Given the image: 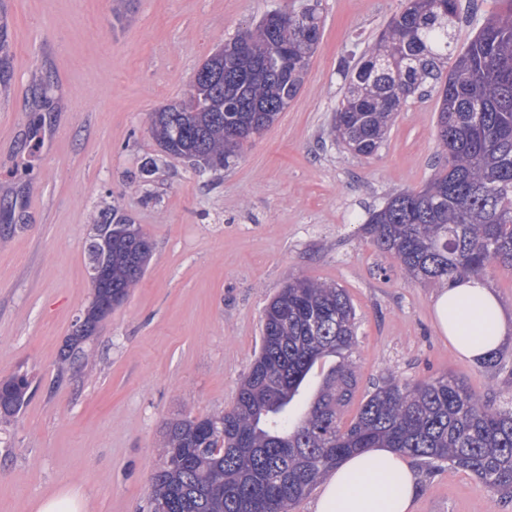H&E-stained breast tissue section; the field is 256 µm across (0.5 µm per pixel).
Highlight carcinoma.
Returning a JSON list of instances; mask_svg holds the SVG:
<instances>
[{
    "instance_id": "cac0c4a2",
    "label": "carcinoma",
    "mask_w": 512,
    "mask_h": 512,
    "mask_svg": "<svg viewBox=\"0 0 512 512\" xmlns=\"http://www.w3.org/2000/svg\"><path fill=\"white\" fill-rule=\"evenodd\" d=\"M319 0L299 11L269 12L224 43L197 69L185 100L151 114V133L169 156L217 171L266 131L297 96L321 38ZM475 37L456 46L458 0H406L402 11L339 72L343 93L331 133L357 156L380 148L409 97L438 90L437 141L444 162L420 191L402 190L369 213L364 230L395 258L407 279L440 285L479 277L492 266L512 271V0H499ZM245 42L249 52L237 44ZM455 57L445 69L448 57ZM116 206L99 229L112 235L109 271L91 276L85 313L122 305L144 276L152 243ZM258 357L222 414H189L165 424L150 512H291L347 455L395 448L430 465L473 474L489 490L512 495V402L484 400L447 374L383 379L348 424L357 389L345 354L357 343L348 291L299 276L262 315ZM91 335L70 336L61 361H93ZM323 374L297 422L288 405L312 369ZM29 381L0 382V418L22 409Z\"/></svg>"
}]
</instances>
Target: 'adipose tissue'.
<instances>
[{
  "instance_id": "ef3b65f1",
  "label": "adipose tissue",
  "mask_w": 512,
  "mask_h": 512,
  "mask_svg": "<svg viewBox=\"0 0 512 512\" xmlns=\"http://www.w3.org/2000/svg\"><path fill=\"white\" fill-rule=\"evenodd\" d=\"M433 310L441 334L475 362L512 329L498 298L477 278L442 289ZM417 481L412 460L396 449L355 452L330 472L315 512H413Z\"/></svg>"
}]
</instances>
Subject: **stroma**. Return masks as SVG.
Returning <instances> with one entry per match:
<instances>
[{
  "label": "stroma",
  "instance_id": "35a3bbf8",
  "mask_svg": "<svg viewBox=\"0 0 512 512\" xmlns=\"http://www.w3.org/2000/svg\"><path fill=\"white\" fill-rule=\"evenodd\" d=\"M303 0H0V378L27 374L0 421V512L68 487L88 512H149L168 421L224 412L260 345L269 301L295 276L346 288L357 397L387 376L451 374L512 400V337L491 368L438 331L436 287L406 278L364 233L370 211L434 172L439 99H408L370 158L331 134L338 69L404 0H321L322 36L297 96L217 171L161 154L150 114L184 99L215 49ZM158 170L142 182L140 163ZM119 206L153 243L144 277L100 321L95 363L60 350L92 300L86 246ZM415 512H512L473 475L417 461Z\"/></svg>",
  "mask_w": 512,
  "mask_h": 512
}]
</instances>
